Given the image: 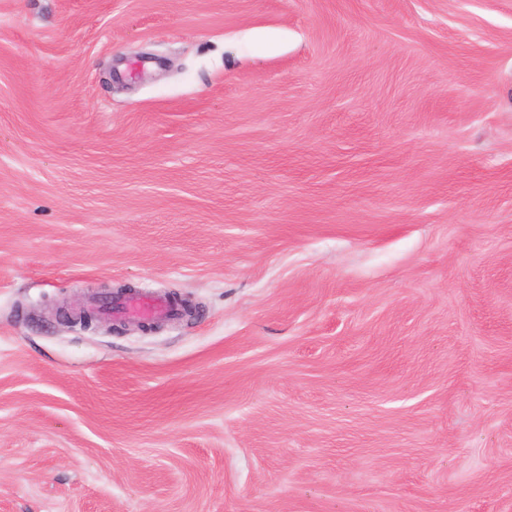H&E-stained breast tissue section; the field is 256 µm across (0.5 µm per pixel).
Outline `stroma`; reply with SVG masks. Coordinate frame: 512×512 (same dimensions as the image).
I'll return each instance as SVG.
<instances>
[{"label":"stroma","mask_w":512,"mask_h":512,"mask_svg":"<svg viewBox=\"0 0 512 512\" xmlns=\"http://www.w3.org/2000/svg\"><path fill=\"white\" fill-rule=\"evenodd\" d=\"M0 512H512V0H0ZM120 312L128 317L168 315L172 307L167 298L152 293H140L127 298L120 305Z\"/></svg>","instance_id":"1"}]
</instances>
